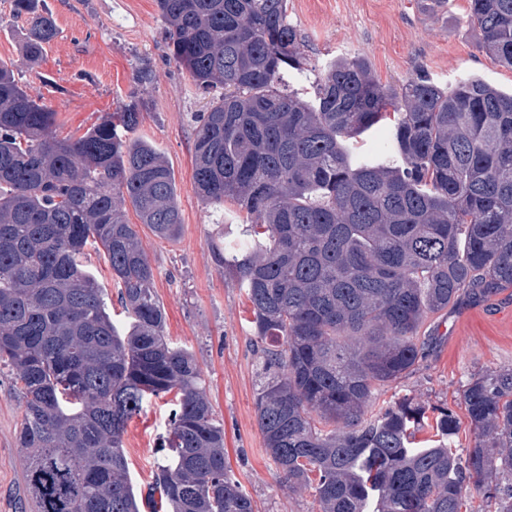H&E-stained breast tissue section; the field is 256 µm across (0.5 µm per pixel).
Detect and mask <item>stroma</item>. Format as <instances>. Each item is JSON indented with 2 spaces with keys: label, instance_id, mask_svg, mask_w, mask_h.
<instances>
[{
  "label": "stroma",
  "instance_id": "stroma-1",
  "mask_svg": "<svg viewBox=\"0 0 512 512\" xmlns=\"http://www.w3.org/2000/svg\"><path fill=\"white\" fill-rule=\"evenodd\" d=\"M58 35L43 62L23 58L22 24L11 0H0V62L41 94L57 114L56 132L80 137L105 113L136 92L135 74L149 67L155 79L140 92L145 107L137 135L166 157L177 185L182 225L178 237L163 240L135 224L155 269L153 288L174 345L197 358L216 418L224 425L227 462L258 512H318L311 491L288 490L265 454L255 417L261 378V342L251 324L244 288L225 278L211 245L234 233L245 213L233 202L201 200L193 183L194 116L222 92H202L179 68L165 42L156 0H46ZM288 18L302 36L311 67L289 71L290 87L311 91L316 73L337 56L359 57L384 86L399 87L422 68L438 83L477 76L508 92L512 70L480 48L481 35L466 20L468 0H287ZM435 337L415 373L377 390L380 408L403 394L448 408L460 418L458 452L474 444L461 391L473 374L512 367V294L483 302L462 301L423 327ZM172 405L163 398L135 416L124 449L136 486L152 483L161 461L159 436ZM22 403L8 371L0 369V512H15L22 494L23 450L17 438Z\"/></svg>",
  "mask_w": 512,
  "mask_h": 512
}]
</instances>
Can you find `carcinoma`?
<instances>
[{
  "label": "carcinoma",
  "instance_id": "1",
  "mask_svg": "<svg viewBox=\"0 0 512 512\" xmlns=\"http://www.w3.org/2000/svg\"><path fill=\"white\" fill-rule=\"evenodd\" d=\"M170 56L202 91L193 181L206 202L246 213L213 246L246 290L261 341L256 421L291 490L321 512H512V367L474 375L459 421L405 395L369 413L377 388L411 375L421 328L463 298L512 288V92L422 69L397 89L359 58L329 61L314 96L285 88L305 70L287 0H156ZM23 52L40 63L58 35L44 0H12ZM480 48L512 68V0H469ZM134 99L78 137L0 63V366L23 403L21 512H255L224 461L193 353L165 336L155 273L125 204L153 234L181 228L173 171L134 137ZM391 139L356 158L350 141L382 123ZM103 252L130 318L119 332L84 269ZM175 403L147 492L129 477L123 436L154 399ZM436 414L435 443L416 434Z\"/></svg>",
  "mask_w": 512,
  "mask_h": 512
}]
</instances>
